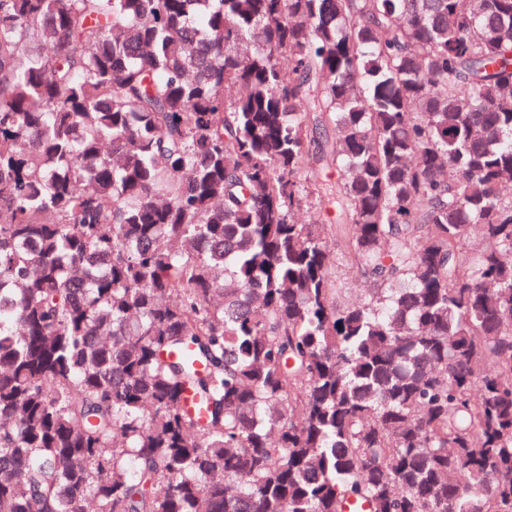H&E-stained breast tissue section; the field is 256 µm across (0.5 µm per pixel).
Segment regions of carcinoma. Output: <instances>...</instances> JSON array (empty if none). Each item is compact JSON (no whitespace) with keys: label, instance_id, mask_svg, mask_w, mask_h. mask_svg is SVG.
Instances as JSON below:
<instances>
[{"label":"carcinoma","instance_id":"1","mask_svg":"<svg viewBox=\"0 0 512 512\" xmlns=\"http://www.w3.org/2000/svg\"><path fill=\"white\" fill-rule=\"evenodd\" d=\"M511 181L512 0H0V512H512ZM336 282L341 288H347L353 299H359L370 288L360 276L358 270L346 262H340L336 268Z\"/></svg>","mask_w":512,"mask_h":512}]
</instances>
